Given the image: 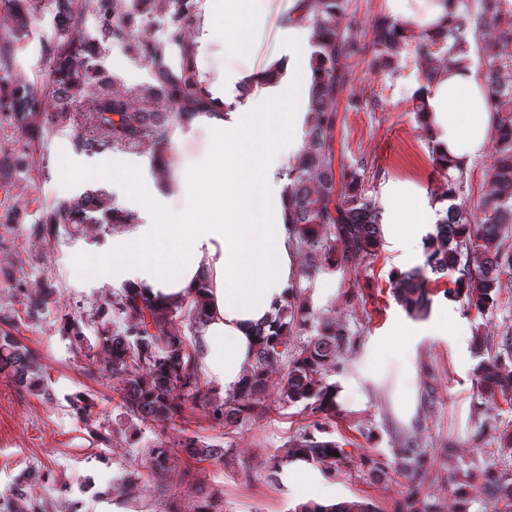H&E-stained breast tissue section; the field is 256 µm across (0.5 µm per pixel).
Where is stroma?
Returning <instances> with one entry per match:
<instances>
[{
  "instance_id": "stroma-1",
  "label": "stroma",
  "mask_w": 512,
  "mask_h": 512,
  "mask_svg": "<svg viewBox=\"0 0 512 512\" xmlns=\"http://www.w3.org/2000/svg\"><path fill=\"white\" fill-rule=\"evenodd\" d=\"M285 5V0H268L265 19L254 28L248 53H238L222 42L212 44L210 67L228 74L257 70L269 57L284 51L288 30L280 16ZM387 14V0H347L340 19L341 27L357 32L366 51L345 63L350 82L336 102L334 162L339 170L365 164V191L382 207L383 220L388 223L392 214L385 207V186L411 183L419 193L431 196L443 192L446 181L434 169L428 136L412 109V96L423 83V60L409 48L395 70L372 63V28ZM55 26L54 6L44 0L29 36L16 42L8 12L0 13V42H13L12 65L1 82L5 87L37 85L45 79L47 42ZM73 138L72 129H50L43 144L30 149L27 169L0 179V213L12 210L21 217L20 223L0 225V307L14 310L17 325L12 333L39 358L55 393L49 402L0 375V492L21 471L33 468L49 476L46 512H65L71 500L82 501L84 512H112L111 503L101 494L111 487L118 467L135 459L137 448L196 435L232 449L236 462L223 466L185 457L176 461L165 482L180 500L182 512H193L195 503L194 488L183 480L187 470L194 475L195 488L217 495L222 512H291L299 497L271 478L270 467L275 457L284 455L289 438L308 418L299 407L282 405L277 388L267 394L266 413L226 429L212 424L202 406L188 404L172 423L141 425L138 442L112 433L120 419V394L113 381L87 374L86 360L74 355L69 340L59 331L64 317L95 310L111 296V281L95 275L91 265L111 251L112 238L71 240L62 233L45 242L33 234L32 227L45 219L58 200L100 187L111 193L117 205L136 211L137 202L128 195L124 181L106 176L105 171L111 162L129 161L149 173L152 151L146 147L138 154L109 150L87 154L76 150ZM63 153L71 158V172H64L57 162ZM422 260L420 247L384 235L376 259L361 265L359 273L320 276L313 300L323 313L346 323L357 340L348 370L329 377L339 388V402L354 414L353 421H337L334 439L357 458L375 448L388 450L392 430L423 419L422 444L437 451L446 444L453 448L448 456L437 454L436 475L423 490L448 500L453 493L448 477L458 466L512 470V454L500 451L495 433L486 434L481 449L470 446L479 414L512 424V408L479 391L474 377L478 359L471 345L473 334L494 337L512 325V278L502 279L500 306L485 316L464 313L460 303L435 293L433 309L448 311V327L441 330L431 319L407 316L389 286L393 271L407 270ZM47 278L54 280L58 292L40 320H28L12 284L19 279L33 291ZM426 384L435 386L439 396L430 409L419 406V391ZM79 391L95 400L101 421L109 426L104 438L92 435L73 415L68 398ZM359 421L377 426L375 442H367L358 433L355 424ZM89 478L94 479L95 489L88 493L84 482ZM318 483L329 491L332 501L368 500L378 512H393L407 489L401 476L380 480L356 468L333 477L319 475Z\"/></svg>"
}]
</instances>
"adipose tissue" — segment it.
<instances>
[{
	"instance_id": "ef3b65f1",
	"label": "adipose tissue",
	"mask_w": 512,
	"mask_h": 512,
	"mask_svg": "<svg viewBox=\"0 0 512 512\" xmlns=\"http://www.w3.org/2000/svg\"><path fill=\"white\" fill-rule=\"evenodd\" d=\"M405 31L434 35L448 22L450 0H387ZM259 0H205L203 41L223 35L244 49L261 20ZM305 25L294 24L286 53L270 59L250 98L235 99L225 79L207 85L216 109L199 114L205 136L199 159L174 143L154 158V177L124 167L131 196L156 213L144 224L122 225L97 272L113 284L142 291L161 303L186 299L205 285L209 320L200 338L199 363L208 383L234 393L255 350V330L288 303L297 277L298 249L288 222L286 172L301 149L314 81ZM423 123L440 155L468 166L482 155L494 115L484 81L468 64L443 66L427 82ZM398 212L396 238H412L428 211L442 202L411 187H390Z\"/></svg>"
}]
</instances>
